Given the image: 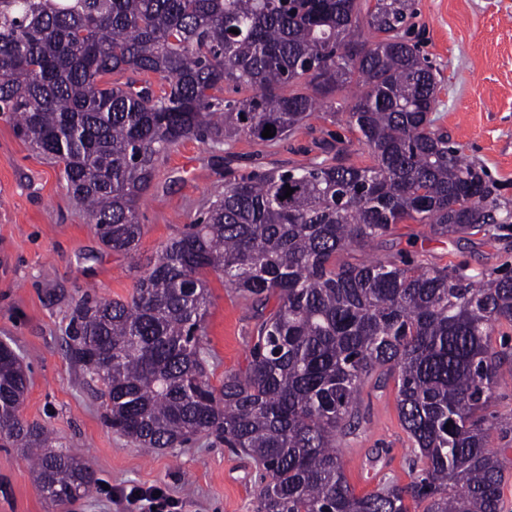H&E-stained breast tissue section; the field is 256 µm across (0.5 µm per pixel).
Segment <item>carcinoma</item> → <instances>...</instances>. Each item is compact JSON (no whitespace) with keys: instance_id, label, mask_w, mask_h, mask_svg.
I'll list each match as a JSON object with an SVG mask.
<instances>
[{"instance_id":"obj_1","label":"carcinoma","mask_w":512,"mask_h":512,"mask_svg":"<svg viewBox=\"0 0 512 512\" xmlns=\"http://www.w3.org/2000/svg\"><path fill=\"white\" fill-rule=\"evenodd\" d=\"M415 14V0H374L363 15L357 0H0V116L63 165L114 252L136 254L141 201L184 140L272 146L344 110L373 158L225 180L130 300L87 297L71 313L70 354L106 389L107 426L144 449L205 436L240 451L261 470L255 512H502L490 431L511 432L512 415L486 410L512 379V356L492 344L512 327V273L337 261L406 220L438 236L512 228L483 168L433 128L437 84L408 38ZM127 72L140 80L119 82ZM355 77L351 102L336 104ZM300 79L310 93L285 92ZM226 87L246 96L214 95ZM207 270L258 313L246 367L218 386ZM390 377L411 481L360 496L340 442L366 422L365 384ZM27 391L23 360L0 346V447L31 462L46 501H75L95 472L20 416Z\"/></svg>"}]
</instances>
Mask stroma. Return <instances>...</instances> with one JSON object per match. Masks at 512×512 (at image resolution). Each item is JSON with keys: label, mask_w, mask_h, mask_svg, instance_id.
Returning <instances> with one entry per match:
<instances>
[{"label": "stroma", "mask_w": 512, "mask_h": 512, "mask_svg": "<svg viewBox=\"0 0 512 512\" xmlns=\"http://www.w3.org/2000/svg\"><path fill=\"white\" fill-rule=\"evenodd\" d=\"M413 40L433 66L437 102L431 117L450 142L483 167L503 200L512 202V0H416ZM340 149L346 165L372 159L346 115L314 116L292 136L265 147L247 139L230 149L195 140L161 160L141 203L143 234L137 259L106 249L67 191L60 169L0 119V341L21 354L30 387L24 419L48 427L64 450L88 461L99 486L65 505L37 492L28 460L0 448V512H148L130 489H161L169 512H254L258 467L224 445L201 438L183 448L143 450L104 422L102 386H88L71 359L65 329L82 297L128 299L143 266L192 223L224 181L255 169L282 168ZM411 260L465 266L469 274L512 271V238L481 233L434 237L429 225H392L371 247L341 254L344 262ZM210 305L207 364L212 384L246 365L254 325L250 304L207 273ZM394 382L366 384V424L341 443L344 471L357 494L387 477L411 480V444L397 410ZM381 453V466L371 456Z\"/></svg>", "instance_id": "obj_1"}]
</instances>
